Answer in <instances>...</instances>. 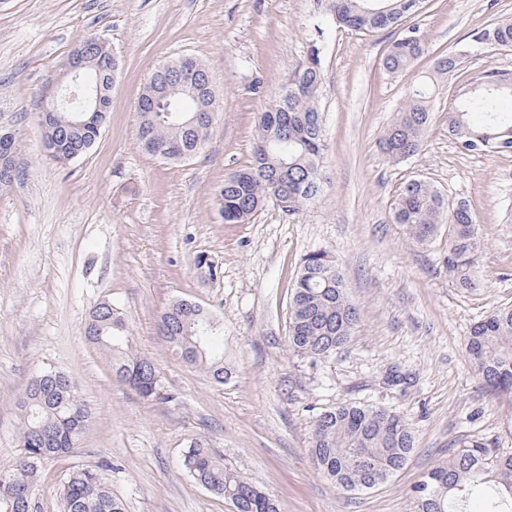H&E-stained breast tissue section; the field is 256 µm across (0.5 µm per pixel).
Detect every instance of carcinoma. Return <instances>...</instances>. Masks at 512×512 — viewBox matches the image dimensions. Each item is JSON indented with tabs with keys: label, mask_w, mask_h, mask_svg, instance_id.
Masks as SVG:
<instances>
[{
	"label": "carcinoma",
	"mask_w": 512,
	"mask_h": 512,
	"mask_svg": "<svg viewBox=\"0 0 512 512\" xmlns=\"http://www.w3.org/2000/svg\"><path fill=\"white\" fill-rule=\"evenodd\" d=\"M420 0H381L384 12L371 16L364 0H326L327 14L340 28L373 32L403 25ZM481 48L512 50V20L498 22L474 34ZM426 51L425 39L412 26L395 39L383 57L384 70L398 74ZM322 80L320 51L314 48L295 69L265 111L259 113L251 165L230 173L218 189L226 224L250 219L271 200L288 215L311 204L323 184L322 159L326 149L321 114L314 97ZM161 80L153 76L137 102L138 147L171 162H185L206 141L210 126L183 125L180 115L198 108L201 100L217 103L213 88L187 95L160 111L156 94ZM512 98V73L488 70L476 86L462 94L457 112L449 117V132L464 154L512 152V111L501 107ZM430 86L424 82L409 94V101L386 129L380 146L393 161L417 155L430 123ZM98 121L71 112H57L45 133L51 160L65 164L84 146L92 147L101 129ZM14 135L0 129V189L16 179ZM394 220L418 241L448 226L445 266L457 287H479L475 272L481 255V235L469 205L448 201L429 182L413 178L398 195ZM184 301L167 308L160 319L159 336L186 362L198 365L217 383H224V326L206 309H183ZM288 350L297 358L318 365L346 346L359 323L357 307L349 299L336 260L325 250H311L301 259L289 296ZM124 331L119 313L109 303L96 307L85 328L87 340L110 351ZM468 357L487 394L512 399V306L493 310L476 323L467 346ZM115 378L144 398L158 391L154 365L146 358L120 353L113 358ZM20 452L11 468L0 470V512H29L35 482L44 464L70 452L86 430L91 412L77 393L76 384L63 372L45 370L29 383L21 401ZM416 437L407 419L388 408L367 404H340L314 416L309 454L320 473L344 491L374 488L408 461ZM188 475L205 489L229 501L238 512H280L276 500L259 486L224 466L221 458L201 442L183 455ZM415 512H470L471 501H484L483 512H512V454L491 447L471 435L458 437L448 459L434 465L410 489ZM64 512H124L103 475L89 467L72 469L62 487Z\"/></svg>",
	"instance_id": "obj_1"
}]
</instances>
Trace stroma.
<instances>
[{
	"instance_id": "obj_1",
	"label": "stroma",
	"mask_w": 512,
	"mask_h": 512,
	"mask_svg": "<svg viewBox=\"0 0 512 512\" xmlns=\"http://www.w3.org/2000/svg\"><path fill=\"white\" fill-rule=\"evenodd\" d=\"M505 19L512 0H426L404 24L427 52L390 75L382 58L396 31L334 28L318 0H0V126L19 140L17 179L0 191V468L18 454V401L40 371L69 374L92 412L72 452L45 464L34 512H63L75 467L101 469L125 512H232L182 466L200 441L281 512H413L410 488L460 435L512 451V400L487 396L467 355L472 326L512 305V153L466 155L448 132L462 85L512 71V51L468 48ZM89 34L121 68L98 140L60 165L45 152L41 93ZM315 47L328 146L320 194L293 215L269 202L248 222L225 223L219 187L250 164L259 112ZM448 53L461 54L460 71L435 84L422 151L388 159L386 126ZM185 57L209 70L219 108L203 150L171 164L138 148L135 107L151 73ZM256 80L265 96L251 93ZM413 177L470 203L484 242L475 290L448 280L447 232L418 242L395 223ZM316 249L336 257L360 321L340 354L313 366L288 350V297ZM178 300L223 323L226 382L157 336ZM103 302L121 313L131 352L153 362L156 397L118 382L109 353L87 341ZM343 403L396 410L414 430L404 468L375 488L339 490L309 457L313 416Z\"/></svg>"
}]
</instances>
